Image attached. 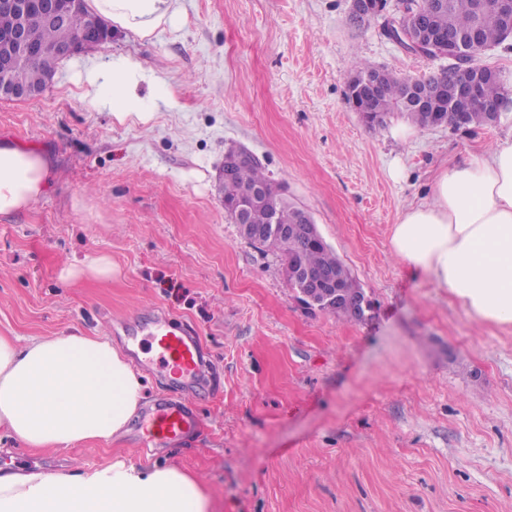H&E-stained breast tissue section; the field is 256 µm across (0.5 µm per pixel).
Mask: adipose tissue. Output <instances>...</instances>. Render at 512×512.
<instances>
[{
    "label": "adipose tissue",
    "mask_w": 512,
    "mask_h": 512,
    "mask_svg": "<svg viewBox=\"0 0 512 512\" xmlns=\"http://www.w3.org/2000/svg\"><path fill=\"white\" fill-rule=\"evenodd\" d=\"M112 24L150 37L177 15L175 0H89ZM140 66H112L97 103L117 120L147 121ZM54 165L44 153L0 141V215L45 195ZM393 256L423 270L482 322L512 325V138L445 168L431 198L389 231ZM145 395L143 375L106 336L67 334L17 345L0 336V428L35 450L123 437ZM199 483L177 468L111 464L77 473L0 469V512H210Z\"/></svg>",
    "instance_id": "adipose-tissue-1"
}]
</instances>
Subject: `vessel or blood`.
I'll use <instances>...</instances> for the list:
<instances>
[{
	"instance_id": "obj_1",
	"label": "vessel or blood",
	"mask_w": 512,
	"mask_h": 512,
	"mask_svg": "<svg viewBox=\"0 0 512 512\" xmlns=\"http://www.w3.org/2000/svg\"><path fill=\"white\" fill-rule=\"evenodd\" d=\"M153 363L182 379L184 384L204 381L208 351L198 336L184 324L170 321L157 313L146 330ZM200 425L196 412L186 404L167 397L160 398L153 412L142 422V440L177 443L195 433Z\"/></svg>"
}]
</instances>
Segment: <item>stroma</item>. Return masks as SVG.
I'll use <instances>...</instances> for the list:
<instances>
[{"instance_id": "stroma-1", "label": "stroma", "mask_w": 512, "mask_h": 512, "mask_svg": "<svg viewBox=\"0 0 512 512\" xmlns=\"http://www.w3.org/2000/svg\"><path fill=\"white\" fill-rule=\"evenodd\" d=\"M351 0H178L173 23L58 61L32 100L0 99V139L50 154L55 178L0 216V336L80 332L126 348L162 311L196 331L212 372L201 432L146 448L36 451L4 438L0 466L76 472L122 456L191 474L214 512H512V326L480 322L390 252L389 230L447 165L512 137L487 127H368L350 65L403 77L446 67L404 51ZM139 63L149 122L99 107L113 60ZM253 152L312 217L373 304L365 321L301 305L270 250L224 211V152ZM400 160L404 175L389 174ZM105 253L108 280L60 272Z\"/></svg>"}]
</instances>
